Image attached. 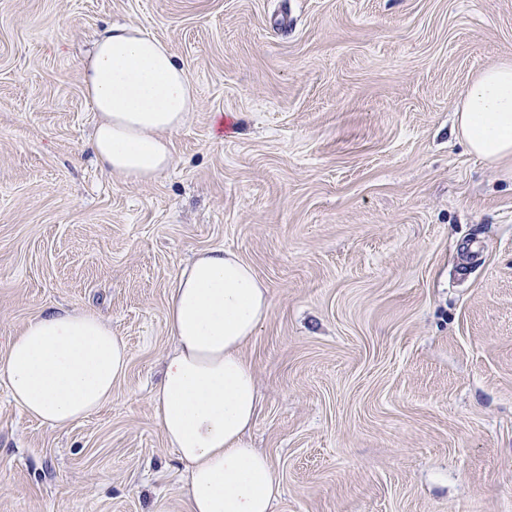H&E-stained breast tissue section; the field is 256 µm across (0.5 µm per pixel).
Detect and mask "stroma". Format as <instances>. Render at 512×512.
I'll return each mask as SVG.
<instances>
[{"mask_svg": "<svg viewBox=\"0 0 512 512\" xmlns=\"http://www.w3.org/2000/svg\"><path fill=\"white\" fill-rule=\"evenodd\" d=\"M142 28L197 91L170 168L101 171L81 70ZM512 57V0H0V354L90 310L130 356L65 428L0 382V512H188L151 390L179 273L222 248L267 285L243 353L273 512H512V165L452 133Z\"/></svg>", "mask_w": 512, "mask_h": 512, "instance_id": "stroma-1", "label": "stroma"}]
</instances>
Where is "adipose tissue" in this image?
<instances>
[{"mask_svg": "<svg viewBox=\"0 0 512 512\" xmlns=\"http://www.w3.org/2000/svg\"><path fill=\"white\" fill-rule=\"evenodd\" d=\"M82 74L98 116L88 143L96 161L127 182L153 180L172 159L166 133L195 107L184 68L143 29L111 26ZM453 131L486 163L512 160V60L473 76ZM270 310L267 286L229 251L200 252L170 290L175 348L155 388V419L183 465L188 512H271L280 494L272 463L247 438L259 395L242 352ZM128 363L124 339L99 314L64 309L35 316L12 338L0 381L31 417L66 427L111 400Z\"/></svg>", "mask_w": 512, "mask_h": 512, "instance_id": "1", "label": "adipose tissue"}]
</instances>
